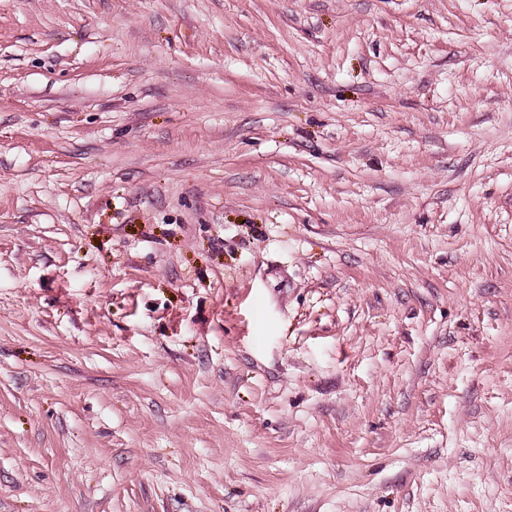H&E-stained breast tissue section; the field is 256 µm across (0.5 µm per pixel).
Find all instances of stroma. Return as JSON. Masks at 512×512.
I'll list each match as a JSON object with an SVG mask.
<instances>
[{
    "instance_id": "1",
    "label": "stroma",
    "mask_w": 512,
    "mask_h": 512,
    "mask_svg": "<svg viewBox=\"0 0 512 512\" xmlns=\"http://www.w3.org/2000/svg\"><path fill=\"white\" fill-rule=\"evenodd\" d=\"M0 512H512V0H0Z\"/></svg>"
}]
</instances>
